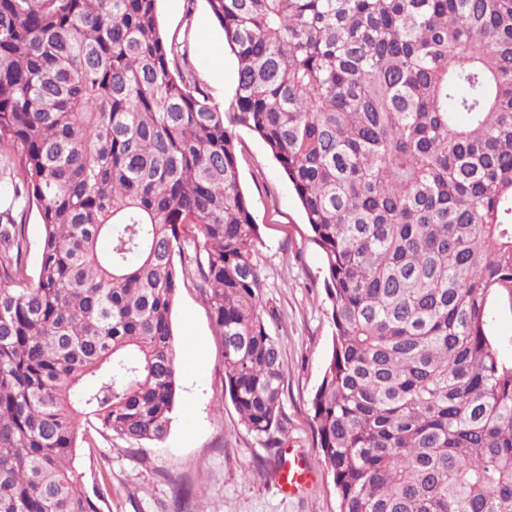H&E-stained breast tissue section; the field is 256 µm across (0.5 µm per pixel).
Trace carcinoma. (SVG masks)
Here are the masks:
<instances>
[{
	"label": "carcinoma",
	"instance_id": "cac0c4a2",
	"mask_svg": "<svg viewBox=\"0 0 512 512\" xmlns=\"http://www.w3.org/2000/svg\"><path fill=\"white\" fill-rule=\"evenodd\" d=\"M237 58L212 99L159 0H0V143L43 234L0 225V512H99L79 422L163 441L190 282L224 397L273 438L284 391L237 130L319 248L332 348L310 399L339 512H512V0H206ZM511 304V306H510ZM492 320L489 323L490 339L497 350L499 359L512 363V303L505 295L491 299Z\"/></svg>",
	"mask_w": 512,
	"mask_h": 512
}]
</instances>
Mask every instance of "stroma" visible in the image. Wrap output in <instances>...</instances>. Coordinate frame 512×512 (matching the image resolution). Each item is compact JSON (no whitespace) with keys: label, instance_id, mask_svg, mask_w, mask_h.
<instances>
[{"label":"stroma","instance_id":"35a3bbf8","mask_svg":"<svg viewBox=\"0 0 512 512\" xmlns=\"http://www.w3.org/2000/svg\"><path fill=\"white\" fill-rule=\"evenodd\" d=\"M166 39L187 47L201 83L215 99L231 97L237 60L206 0H160ZM240 183L259 228L257 260L263 303L278 322L285 365L280 436L298 449L312 476L296 496L277 483L278 451L256 436L223 393L221 346L209 310L194 287L180 288L172 311L180 399L161 442L133 445L82 425L77 450L82 481L100 512H337L336 489L316 444L309 400L319 386L333 326L321 254L312 242L298 198L269 149L239 133ZM16 147L0 144V225L22 220L28 275L39 265L42 226L36 208L10 194ZM490 339L512 363V299H491Z\"/></svg>","mask_w":512,"mask_h":512}]
</instances>
